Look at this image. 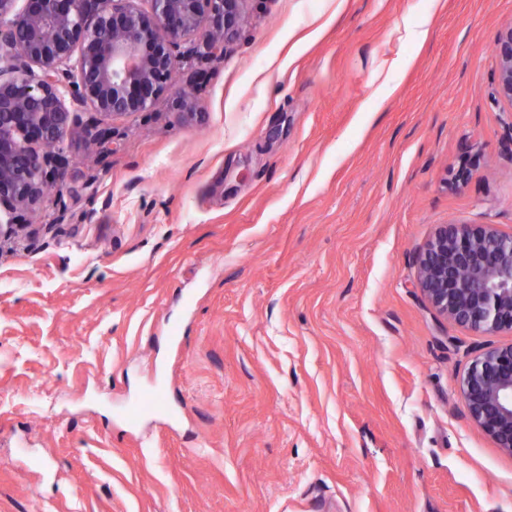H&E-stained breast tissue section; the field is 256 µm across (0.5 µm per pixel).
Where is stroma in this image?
<instances>
[{"mask_svg":"<svg viewBox=\"0 0 512 512\" xmlns=\"http://www.w3.org/2000/svg\"><path fill=\"white\" fill-rule=\"evenodd\" d=\"M245 9L221 58L176 52L201 121L167 93L67 137L0 243V512H512L458 389L512 333L417 284L441 225L512 233V0ZM494 52L498 59L497 94L512 105V24L498 34Z\"/></svg>","mask_w":512,"mask_h":512,"instance_id":"1","label":"stroma"}]
</instances>
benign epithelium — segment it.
Here are the masks:
<instances>
[{
	"mask_svg": "<svg viewBox=\"0 0 512 512\" xmlns=\"http://www.w3.org/2000/svg\"><path fill=\"white\" fill-rule=\"evenodd\" d=\"M0 0V207L51 200L83 113L147 111L170 90L175 51L198 36L208 53L232 42L246 0ZM497 94L512 105V25L495 41ZM418 286L441 316L473 331L512 332V234L493 224L440 226L418 256ZM469 419L512 455V344L477 355L459 382Z\"/></svg>",
	"mask_w": 512,
	"mask_h": 512,
	"instance_id": "7a95c632",
	"label": "benign epithelium"
}]
</instances>
